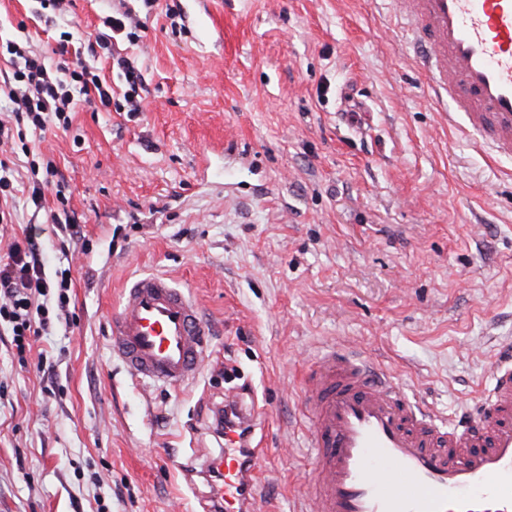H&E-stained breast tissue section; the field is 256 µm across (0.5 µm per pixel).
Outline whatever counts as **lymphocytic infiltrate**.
I'll use <instances>...</instances> for the list:
<instances>
[{
	"mask_svg": "<svg viewBox=\"0 0 512 512\" xmlns=\"http://www.w3.org/2000/svg\"><path fill=\"white\" fill-rule=\"evenodd\" d=\"M6 50L14 63L11 80L0 85V100L8 104L6 116L0 117V224L14 223L17 215L18 167L26 169L31 206L42 208L44 190L51 186L56 187L59 202L67 200L58 167L29 146L28 133L69 130L78 103L94 97L107 112L140 111L144 89L140 71L121 56L113 60L125 82L118 96L96 67L85 61L52 68L41 55L19 43H7ZM71 285L69 270L47 268L42 244L34 235L10 242L7 261L0 263V325L9 329L18 353L48 335L54 314H66ZM51 296L56 299L52 308L46 304Z\"/></svg>",
	"mask_w": 512,
	"mask_h": 512,
	"instance_id": "obj_1",
	"label": "lymphocytic infiltrate"
}]
</instances>
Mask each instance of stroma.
<instances>
[{"mask_svg":"<svg viewBox=\"0 0 512 512\" xmlns=\"http://www.w3.org/2000/svg\"><path fill=\"white\" fill-rule=\"evenodd\" d=\"M166 3L92 61L118 92L113 53L134 62L142 111L84 103L70 131L34 140L83 239L61 248L50 190L0 227L39 232L48 266L71 267L77 320L24 356L0 326V512H208L184 470L218 452L211 421L234 388L257 416L256 512H295L306 361L349 345L454 420L512 340V159L441 116L389 0H179L175 25ZM118 5L0 0V44L54 65L61 32L103 29ZM148 273L211 332L178 391L112 352L122 288Z\"/></svg>","mask_w":512,"mask_h":512,"instance_id":"35a3bbf8","label":"stroma"}]
</instances>
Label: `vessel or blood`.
Wrapping results in <instances>:
<instances>
[{"instance_id":"obj_1","label":"vessel or blood","mask_w":512,"mask_h":512,"mask_svg":"<svg viewBox=\"0 0 512 512\" xmlns=\"http://www.w3.org/2000/svg\"><path fill=\"white\" fill-rule=\"evenodd\" d=\"M435 95L497 155L512 156V0H393ZM202 313L167 276L133 279L111 321L112 349L141 381L180 388L209 344ZM475 411L451 420L411 402L364 355L332 345L308 365L306 447L315 455L303 512H512V347L490 362ZM224 432L201 471L214 512H251L260 462Z\"/></svg>"}]
</instances>
